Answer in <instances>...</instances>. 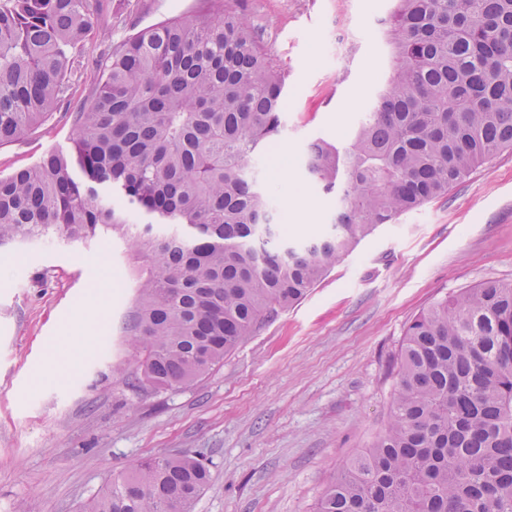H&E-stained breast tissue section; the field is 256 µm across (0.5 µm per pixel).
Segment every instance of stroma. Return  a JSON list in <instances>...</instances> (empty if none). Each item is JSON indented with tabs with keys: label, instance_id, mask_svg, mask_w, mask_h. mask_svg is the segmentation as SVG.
I'll use <instances>...</instances> for the list:
<instances>
[{
	"label": "stroma",
	"instance_id": "stroma-1",
	"mask_svg": "<svg viewBox=\"0 0 512 512\" xmlns=\"http://www.w3.org/2000/svg\"><path fill=\"white\" fill-rule=\"evenodd\" d=\"M200 0H110L92 52L133 27L187 15ZM269 57L289 75L285 132L262 155L267 187L289 206L284 234L317 238L336 206L302 164L317 138L346 140L393 67L381 21L393 0H246ZM81 82L38 129L0 147V175L71 147ZM147 262L102 235L0 246V512H80L142 456H203L211 481L194 512H315L342 467L381 432L404 333L433 303L488 280L512 281V151L447 196L378 226L307 295L282 309L197 382L156 389L125 323ZM75 361L51 382V346ZM95 337L84 350V337Z\"/></svg>",
	"mask_w": 512,
	"mask_h": 512
}]
</instances>
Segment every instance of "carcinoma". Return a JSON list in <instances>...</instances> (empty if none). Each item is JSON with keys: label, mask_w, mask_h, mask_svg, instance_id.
Masks as SVG:
<instances>
[{"label": "carcinoma", "mask_w": 512, "mask_h": 512, "mask_svg": "<svg viewBox=\"0 0 512 512\" xmlns=\"http://www.w3.org/2000/svg\"><path fill=\"white\" fill-rule=\"evenodd\" d=\"M139 29L90 58L100 0H0V146L41 126L92 60L69 152L0 176V245L100 233L147 257L128 336L144 380L194 382L300 301L380 224L512 150V0H396L394 65L342 145L309 143L336 197L324 234L283 240L260 155L282 136L288 73L244 0ZM202 459L140 457L82 512H193ZM317 512H512V282L436 302L408 325L389 421Z\"/></svg>", "instance_id": "1"}]
</instances>
